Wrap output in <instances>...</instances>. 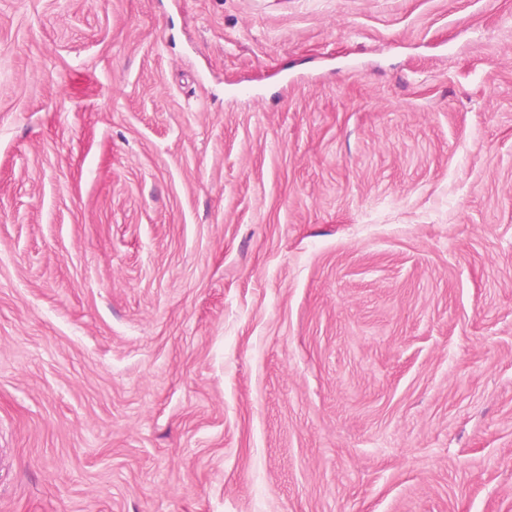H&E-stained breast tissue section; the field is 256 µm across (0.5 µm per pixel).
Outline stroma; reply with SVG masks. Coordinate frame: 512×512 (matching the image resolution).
<instances>
[{"label":"stroma","mask_w":512,"mask_h":512,"mask_svg":"<svg viewBox=\"0 0 512 512\" xmlns=\"http://www.w3.org/2000/svg\"><path fill=\"white\" fill-rule=\"evenodd\" d=\"M0 512H512V0H0Z\"/></svg>","instance_id":"35a3bbf8"}]
</instances>
